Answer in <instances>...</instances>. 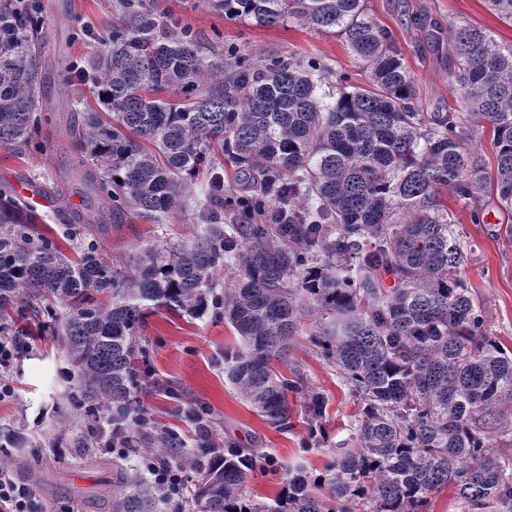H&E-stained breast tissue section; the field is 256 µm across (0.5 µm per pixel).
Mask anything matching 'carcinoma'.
I'll return each instance as SVG.
<instances>
[{
	"label": "carcinoma",
	"instance_id": "cac0c4a2",
	"mask_svg": "<svg viewBox=\"0 0 512 512\" xmlns=\"http://www.w3.org/2000/svg\"><path fill=\"white\" fill-rule=\"evenodd\" d=\"M224 18L257 27L336 29L369 72L358 82L316 57L265 54L205 41L157 13L150 0H116L100 47L80 67L105 110L83 112L75 132L85 181L101 209L154 224L185 204L192 179L209 172L203 224L191 243L150 246L127 270L99 238L72 224L69 259L36 211L0 186V335L17 336L23 301L57 318L76 371L74 402L90 416L112 411V428L134 425L148 451L182 457L177 439L139 416L136 362L148 314L165 309L224 317L242 346L224 353L230 382L273 428L289 427L288 392L273 370L285 362L299 318L320 316L316 344L360 401L357 446L317 480L298 471L273 502L246 497L258 452L206 441L183 462L201 474L199 512H424L446 487L472 503L512 509V465L494 451L512 433V351L487 336L484 315L459 275L468 256L443 204L495 197L512 245V46L483 29L414 16L428 47L452 44L451 85L460 109L426 112L392 31L364 0H208ZM0 147L32 142L44 121L38 76L43 21L35 0H0ZM490 129L495 167L469 141ZM257 180L249 195L224 192L218 160ZM230 223H224L225 218ZM235 259L234 287L214 274ZM393 278L389 287L383 275ZM108 301H101V297ZM324 397L307 404L311 421ZM328 484L335 506L315 488ZM118 469L109 512H158L183 495Z\"/></svg>",
	"mask_w": 512,
	"mask_h": 512
}]
</instances>
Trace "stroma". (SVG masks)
I'll list each match as a JSON object with an SVG mask.
<instances>
[{"mask_svg":"<svg viewBox=\"0 0 512 512\" xmlns=\"http://www.w3.org/2000/svg\"><path fill=\"white\" fill-rule=\"evenodd\" d=\"M153 7L205 38L218 34L265 53L317 57L336 70L354 73L358 81L368 78L343 38L333 31L262 28L228 21L212 10L207 0H154ZM365 7L395 34L428 112L444 111L455 98L446 61L423 54V34L411 25L412 13L426 9L442 23L470 24L486 30L499 45H512V22L493 14L484 0H365ZM112 11V0H40L46 41L45 65L38 82L48 121L39 136L40 146L0 147V185L21 181L57 184V208L40 211L44 230H62L59 207L78 200L86 189L70 130L81 120L84 107H96L97 99L83 84L66 83L63 76L87 60L97 42L77 37L76 32L81 27H101ZM444 203L456 216L460 244L469 256L460 275L484 310L488 335L512 351V247L496 236L502 214L495 200H487V221L474 224L463 201L448 193ZM196 222L192 207L172 211L160 224L124 213L101 231L100 244L119 268L130 253L149 243L188 240ZM19 320L29 333L20 339L19 359L0 374V380L14 390L11 399L0 401V439L12 434L21 438L23 445L8 449L0 461L35 484L49 512H98L97 502L112 492L116 468L135 470L140 460L134 456L118 459L94 450L91 422L71 399L76 381L61 336L40 326L28 313H20ZM315 331L313 319H302L288 362L278 367L285 375L298 369L304 378L302 389L288 395L292 429L280 431L266 424L228 381L224 352L238 346L240 340L227 321L211 312L199 318L163 309L149 314L141 344L148 351L155 382L144 385L137 400L149 409L157 425L176 435L183 452L197 449L201 432L188 415L191 405L197 403L207 410L206 432L216 448L229 443L256 448L274 458L275 467L255 470L246 484L252 499L271 502L285 486L287 471L301 469L313 477L324 474L340 449L355 445L359 400L335 367L322 358L313 343ZM159 381L170 385L171 393L156 389ZM314 391L324 394L328 404L321 421V441L310 447L306 444L309 423L304 406Z\"/></svg>","mask_w":512,"mask_h":512,"instance_id":"stroma-1","label":"stroma"}]
</instances>
